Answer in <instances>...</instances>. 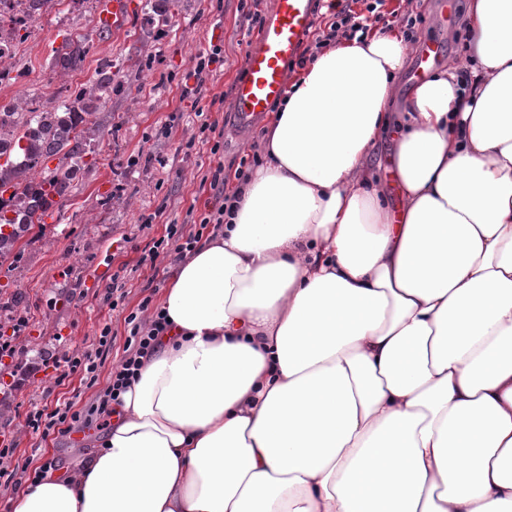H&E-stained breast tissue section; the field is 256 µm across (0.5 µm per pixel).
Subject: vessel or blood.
<instances>
[{"mask_svg": "<svg viewBox=\"0 0 512 512\" xmlns=\"http://www.w3.org/2000/svg\"><path fill=\"white\" fill-rule=\"evenodd\" d=\"M131 15L128 0H97V24L103 30L125 26ZM316 22L315 0H274L260 27L259 37L247 50L244 75L233 85L231 120L242 132L259 126L273 102L286 90L285 67L299 58L305 37ZM441 54L438 42L421 45L415 77H423Z\"/></svg>", "mask_w": 512, "mask_h": 512, "instance_id": "b4317fda", "label": "vessel or blood"}]
</instances>
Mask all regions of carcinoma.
Wrapping results in <instances>:
<instances>
[{"mask_svg": "<svg viewBox=\"0 0 512 512\" xmlns=\"http://www.w3.org/2000/svg\"><path fill=\"white\" fill-rule=\"evenodd\" d=\"M85 54V38L68 34L55 51L52 66L73 70ZM115 68L112 61L104 62L93 83L69 96L47 82L44 94L56 106L45 114L33 109L25 112V99L14 100L17 116L25 117L22 125L37 119L40 130L36 134L29 130L20 134L14 128L9 131L11 149H0V187L12 188L6 197L0 193V268H14L20 263L19 240L32 229L42 227L52 207H63L66 190L77 173L89 166L87 157L98 155L94 148L99 133L97 110L112 97ZM51 160L57 161L53 168L48 166Z\"/></svg>", "mask_w": 512, "mask_h": 512, "instance_id": "1", "label": "carcinoma"}]
</instances>
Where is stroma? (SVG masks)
Here are the masks:
<instances>
[{
	"instance_id": "1",
	"label": "stroma",
	"mask_w": 512,
	"mask_h": 512,
	"mask_svg": "<svg viewBox=\"0 0 512 512\" xmlns=\"http://www.w3.org/2000/svg\"><path fill=\"white\" fill-rule=\"evenodd\" d=\"M132 3L128 25L103 34L95 25L96 0H59L23 30L0 80V98L33 94L46 83L64 35L76 32L86 39L84 62L58 77V84H89L106 60L122 66L121 87L98 115L102 155L73 181L62 210L47 217L42 233L26 246L19 269L0 271V299L17 303L0 312V326H15V341L27 354L11 379L8 423L17 473L0 479V512H13L15 481L30 484L45 467H71L79 454L95 448V434L79 443L68 435L44 438L28 428L26 417L34 403H68L81 424L101 423L95 408L110 383L113 361L125 351L124 318L146 299L159 307L167 286L172 258L144 260L153 243L171 224L195 231L193 215L215 205L210 179L216 166H223L224 191L230 194L238 185L237 170L252 172L265 159L262 130L241 133L230 122L232 85L243 76L245 53L256 41L243 18L248 0H167L163 18L153 17L146 0ZM380 10L413 44L433 38L444 57L457 58L458 45L444 32L463 30L465 0H383ZM215 45L222 48V61L211 65L202 93L188 91L184 76L195 56ZM204 121L214 128L218 153L206 146L186 151ZM154 212L158 220L143 223ZM116 281L123 292L117 312L108 301ZM105 326L111 347L96 384L70 370L62 385L43 393L52 374L43 356L85 350Z\"/></svg>"
}]
</instances>
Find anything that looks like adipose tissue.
Instances as JSON below:
<instances>
[{"label":"adipose tissue","instance_id":"ef3b65f1","mask_svg":"<svg viewBox=\"0 0 512 512\" xmlns=\"http://www.w3.org/2000/svg\"><path fill=\"white\" fill-rule=\"evenodd\" d=\"M465 23L396 118L398 31L300 71L120 416L14 512H512V0Z\"/></svg>","mask_w":512,"mask_h":512}]
</instances>
